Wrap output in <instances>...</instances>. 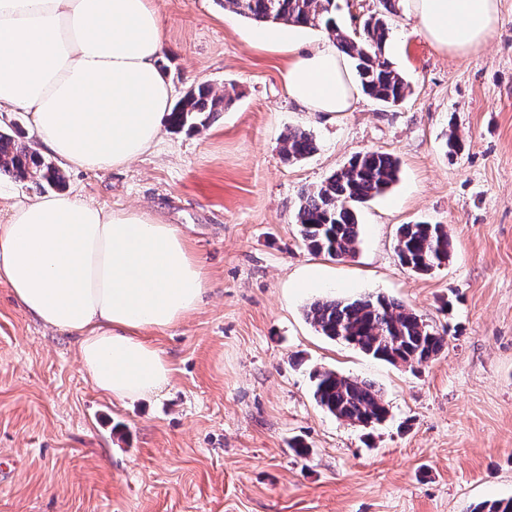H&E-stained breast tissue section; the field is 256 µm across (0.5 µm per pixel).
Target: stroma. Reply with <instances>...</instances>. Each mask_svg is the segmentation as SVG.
<instances>
[{
  "instance_id": "35a3bbf8",
  "label": "stroma",
  "mask_w": 512,
  "mask_h": 512,
  "mask_svg": "<svg viewBox=\"0 0 512 512\" xmlns=\"http://www.w3.org/2000/svg\"><path fill=\"white\" fill-rule=\"evenodd\" d=\"M174 98L209 85L233 100L207 127H165L149 152L65 191L177 225L205 266L201 307L153 334L174 372L121 404L94 389L70 336L45 328L0 282V512H476L512 498V0L474 55L439 51L406 6L390 16L387 58L411 94L352 111L292 103L284 58L219 0H156ZM315 151L288 161L284 133ZM463 142L447 152L449 133ZM366 151L399 178L359 211L360 243L310 252L293 217L303 190ZM444 224L447 265L402 267L400 225ZM383 294L448 343L416 368L322 336L305 316L326 297ZM372 383L389 406L372 428L313 397L311 374Z\"/></svg>"
}]
</instances>
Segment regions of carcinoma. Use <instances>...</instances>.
Instances as JSON below:
<instances>
[{
    "label": "carcinoma",
    "instance_id": "1",
    "mask_svg": "<svg viewBox=\"0 0 512 512\" xmlns=\"http://www.w3.org/2000/svg\"><path fill=\"white\" fill-rule=\"evenodd\" d=\"M396 2L380 0L382 12L365 21L357 36L336 26V0H224V7L259 25L272 22L326 30L352 61L363 92L382 104L395 105L411 92L410 83L386 58L390 39L386 15L396 13ZM231 101V95H218L211 86L200 85L174 106L169 125L204 128ZM281 143L289 161L305 158L315 149L311 135L300 129L288 130ZM398 174L394 155L369 151L352 158L321 185L302 191L295 223L306 247L336 259L354 255L360 241L358 206L385 193ZM0 175L55 187L63 182L58 168L1 129ZM450 247L446 224H403L398 230L397 257L420 275L448 262ZM306 319L328 339L391 365L399 360L410 367L421 365L447 345L446 336L431 329L416 312L381 295L318 299L308 307ZM312 379L316 402L336 419L366 428L387 418L386 402L372 384L331 369L315 370Z\"/></svg>",
    "mask_w": 512,
    "mask_h": 512
}]
</instances>
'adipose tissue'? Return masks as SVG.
<instances>
[{
    "label": "adipose tissue",
    "instance_id": "1",
    "mask_svg": "<svg viewBox=\"0 0 512 512\" xmlns=\"http://www.w3.org/2000/svg\"><path fill=\"white\" fill-rule=\"evenodd\" d=\"M500 0H408L437 48L469 56L492 34ZM152 0H0V112H29L42 147L66 171L126 165L160 138L173 91ZM288 58L291 101L346 112L359 94L333 40ZM0 282L44 326L73 336L98 391L119 402L162 390L169 360L146 332L197 310L207 290L188 239L139 208L113 209L74 194L14 201L0 224Z\"/></svg>",
    "mask_w": 512,
    "mask_h": 512
}]
</instances>
